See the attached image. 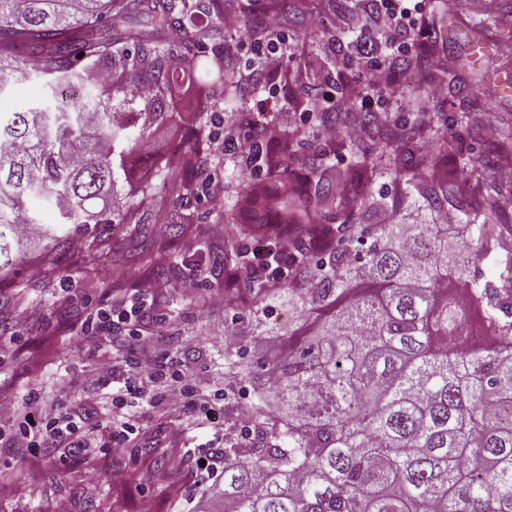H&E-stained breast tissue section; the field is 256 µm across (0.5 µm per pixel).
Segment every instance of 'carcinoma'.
<instances>
[{
    "label": "carcinoma",
    "instance_id": "carcinoma-1",
    "mask_svg": "<svg viewBox=\"0 0 512 512\" xmlns=\"http://www.w3.org/2000/svg\"><path fill=\"white\" fill-rule=\"evenodd\" d=\"M202 6L219 15L224 0H0V98L32 79L43 88L26 110L0 112V275L42 242L38 276H57L60 255L80 235L85 250L73 263L92 264L110 252L107 228L126 225L129 252L153 285L179 283V265L165 257L169 243L152 236L140 211L163 206L170 226L184 230V207L207 184L204 128L192 129L193 146L168 159L174 199L146 183L120 209L97 204L115 194V155L138 152L157 127L177 121L176 86L205 68L199 38L208 32L180 39L173 56L147 28ZM492 13L511 22L512 0H493ZM287 23L273 4L251 31L274 35ZM435 50L398 65L399 88L410 87V74ZM213 61L234 78L229 54ZM437 78L458 90L465 83L454 56ZM138 83L150 94L127 96ZM71 87L86 100L55 104ZM319 120L343 131L366 117L322 112ZM262 137L270 145L260 159L263 178L234 191L222 217L227 234L210 258L229 276L245 264L242 237L288 238L297 259L280 300L306 330L288 352L264 354L261 373L241 346L224 345V386L253 388L254 438L224 440V489H204L196 512H512V257L499 266V288L471 269L512 226V213L471 193L462 224L364 223L399 211L414 179L434 212L466 193L448 171V140L426 138L402 117L377 128L381 147L412 159L409 168L395 165L402 191L388 206L361 191L375 175L368 142L351 143L358 161L336 168L324 162L333 145L302 155L276 125ZM299 166L311 172L304 184L295 177ZM334 182L347 186L344 195ZM321 210L337 212L339 222L316 221ZM358 231L371 233L370 243ZM312 278L318 287H302ZM235 319L236 335L263 341L257 312ZM473 319L491 342L461 348L452 333Z\"/></svg>",
    "mask_w": 512,
    "mask_h": 512
}]
</instances>
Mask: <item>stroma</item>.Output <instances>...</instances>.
I'll return each instance as SVG.
<instances>
[{
	"label": "stroma",
	"mask_w": 512,
	"mask_h": 512,
	"mask_svg": "<svg viewBox=\"0 0 512 512\" xmlns=\"http://www.w3.org/2000/svg\"><path fill=\"white\" fill-rule=\"evenodd\" d=\"M466 8L446 13L432 9L430 24L434 39L446 38L456 30L459 38L452 46L458 55L482 78L472 81L471 94L436 97V81L411 91L384 92L389 114H400L417 121L426 135L456 139L453 161L461 165L460 178L483 197L512 195V184L495 177L494 168L477 172L463 163L475 150L487 148L496 134L512 126V88L504 86L512 74V24H498L488 17L486 0H466ZM358 0H317L307 23H291L284 32L288 48L275 55L274 68L264 70L258 86L239 83L195 82L193 93L181 104L185 120L159 127L144 149L128 156L118 175L123 198L138 197L146 180L160 183L170 191L162 169L174 147L188 148V125L200 118L211 125L214 117L224 119L225 129H245L253 113L276 115L295 111L296 100L307 97V88L296 82L284 83L283 73H296L304 64L306 50L322 54L328 77L324 89L365 90L367 79L355 60L358 45L383 44L381 32L365 21L337 28L336 17L345 9H358ZM487 48H478L479 38ZM492 101V111L472 106L471 96ZM467 116L472 134L459 132L456 119ZM230 204L228 193L216 199L201 195L192 201L189 212L193 226L173 238L171 256L182 268L208 264L209 236L198 235V228L219 222ZM37 263L36 253L22 258L14 274L0 277V298L24 292L31 310L20 327L19 339L0 338L5 364H0V391L23 397L39 389L47 405H61V413L90 428L112 416V396L94 384L96 367L112 359L117 351L110 340L92 344L74 336L72 328L83 317L79 290L85 283L97 288L96 302L112 301V264L102 260L94 266L67 265L66 278L44 285L30 283ZM127 298H149L166 324L161 335L147 337L148 349H164L178 356L184 376L198 380L196 409H177L160 416L139 410V435L132 448L91 450L88 457L60 464L58 455L17 448L10 441L0 442V512H190L191 500L199 496L201 472L197 468L198 447L212 437L202 420V408L214 401V392L224 386V336L233 314L252 309L262 295L246 282L225 290L222 270L209 271L205 281L192 288H155L142 264L128 261ZM223 293L222 301H211L213 293ZM179 456L178 470L163 467L167 455ZM126 475L124 483L111 481L113 472Z\"/></svg>",
	"instance_id": "1"
}]
</instances>
